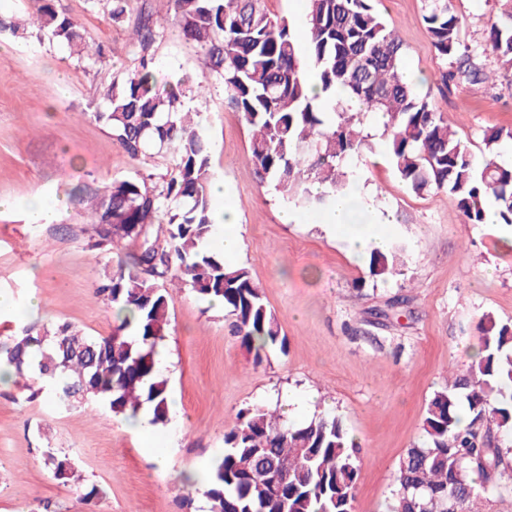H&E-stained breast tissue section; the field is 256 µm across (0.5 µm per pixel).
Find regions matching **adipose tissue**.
<instances>
[{
    "mask_svg": "<svg viewBox=\"0 0 512 512\" xmlns=\"http://www.w3.org/2000/svg\"><path fill=\"white\" fill-rule=\"evenodd\" d=\"M369 211L370 194L358 184L349 196L337 200L333 211L325 216L324 223L344 230L349 253L360 255L386 250L388 234L383 225L371 221Z\"/></svg>",
    "mask_w": 512,
    "mask_h": 512,
    "instance_id": "1",
    "label": "adipose tissue"
}]
</instances>
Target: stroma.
<instances>
[{"label": "stroma", "mask_w": 512, "mask_h": 512, "mask_svg": "<svg viewBox=\"0 0 512 512\" xmlns=\"http://www.w3.org/2000/svg\"><path fill=\"white\" fill-rule=\"evenodd\" d=\"M70 15L110 48L97 70L78 67L61 48L36 37L0 38V199L42 195L65 200L53 224L27 223L21 209L0 208V292L17 309L39 299L28 322L68 323L89 336L112 332L110 305L93 290L107 258L91 250L93 225L78 200L86 190L160 171L164 159L130 160L96 121L99 87L133 65V19L112 23L84 0H64ZM404 49L406 70L473 153L485 130H512V70L492 53L476 58L494 75L481 92L470 85L439 92L441 66L424 23L425 0H374ZM460 38L484 44L498 0H453ZM156 19L165 36L154 47L155 73L195 72L199 52L164 4ZM67 94H59V84ZM190 105L201 112L213 145L214 182L237 212L241 251L234 263L250 270L278 319L286 349L262 363L233 335L223 310L188 289H171V325L163 343L175 410L155 428L168 469L152 463L139 440L100 402L58 411L44 399L24 401L14 382L0 384V512H208L200 491L182 477L224 451V434L240 409L272 403L286 389L315 391L359 446L361 475L354 512H387L394 474L408 448L422 440L433 393L451 368H463L477 343L482 313L512 326V229L466 223L447 192H412L391 165L377 123H367L372 150L351 159L355 180L375 191L374 204L392 215L389 235L404 245L402 273L372 277L369 259L349 254L318 212L288 211L249 160V133L224 106V85L210 80ZM69 454L81 480L54 476L42 451ZM101 494L93 502L85 488Z\"/></svg>", "instance_id": "1"}]
</instances>
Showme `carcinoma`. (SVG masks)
<instances>
[{
    "label": "carcinoma",
    "instance_id": "cac0c4a2",
    "mask_svg": "<svg viewBox=\"0 0 512 512\" xmlns=\"http://www.w3.org/2000/svg\"><path fill=\"white\" fill-rule=\"evenodd\" d=\"M88 8L124 22L130 0H85ZM179 17L184 38L195 43L203 68L179 74L162 90L154 74V46L162 31L152 10L134 25V68L101 85L93 117L110 131L132 161L167 158L160 174L118 180L87 194V223L94 247L105 254L120 241L138 249L129 262L104 275L94 296L112 305L115 327L106 337L87 336L68 323L34 332L20 325L0 337V371L24 380L25 400L46 395L69 410L100 401L115 416L145 409L151 423L170 420V384L157 359L169 333L165 283L205 300L217 298L234 334L263 362L267 351L286 349L275 314L247 268L224 261L208 247L214 225L209 187L211 141L201 114L186 99L214 77L225 103L249 132L250 160L282 200L309 211H329L353 188L348 162L372 151L361 117L381 114L389 158L405 185L420 194L443 190L455 197L471 224L494 209L512 226V162L499 161L512 132L485 133L477 158L403 69L404 47L375 10L373 0H307L311 67L326 94L310 95L298 40L288 20L270 13L266 0H166ZM490 26L485 49L512 68V0ZM28 24L40 41L67 49L85 68L107 62L106 48L70 15L62 0H32ZM424 22L446 66L437 86L486 82L474 59L479 48L460 39L452 0H427ZM167 226L164 237L151 232ZM403 246L370 255L374 277L400 273ZM482 355L471 359L430 399L423 441L407 449L395 474L390 512H481L492 473L504 466L502 444L512 443V327L489 313L480 317ZM470 422L460 428L458 411ZM358 445L331 413L293 425L277 410L256 404L241 410L224 434V454L205 481L209 512H353L360 477ZM44 463L65 482L76 478L73 460L54 448ZM286 462L288 472L269 480L267 470Z\"/></svg>",
    "mask_w": 512,
    "mask_h": 512
}]
</instances>
